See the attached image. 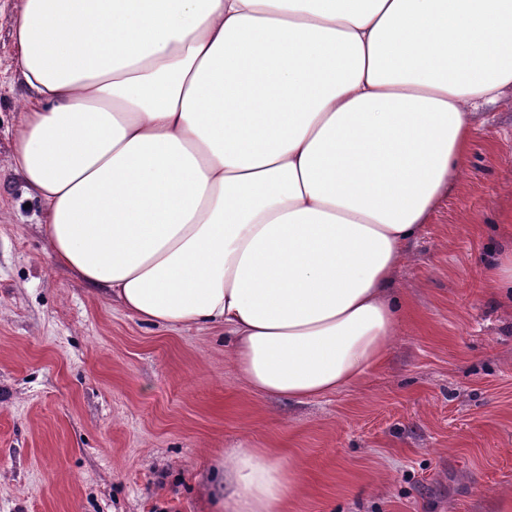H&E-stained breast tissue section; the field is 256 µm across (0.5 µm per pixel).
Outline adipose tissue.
Masks as SVG:
<instances>
[{"instance_id":"1","label":"adipose tissue","mask_w":512,"mask_h":512,"mask_svg":"<svg viewBox=\"0 0 512 512\" xmlns=\"http://www.w3.org/2000/svg\"><path fill=\"white\" fill-rule=\"evenodd\" d=\"M12 29L56 263L299 402L384 362L394 274L512 89V0H21ZM223 484L221 512L302 493L250 438Z\"/></svg>"}]
</instances>
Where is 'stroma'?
<instances>
[{"label": "stroma", "mask_w": 512, "mask_h": 512, "mask_svg": "<svg viewBox=\"0 0 512 512\" xmlns=\"http://www.w3.org/2000/svg\"><path fill=\"white\" fill-rule=\"evenodd\" d=\"M0 0V512H210L212 468L246 438L298 464L288 512H512V90L410 244L403 325L351 390L250 392L220 329L140 322L55 264L9 168L27 101ZM491 282L497 288H511L512 291V250L501 253Z\"/></svg>", "instance_id": "stroma-1"}]
</instances>
